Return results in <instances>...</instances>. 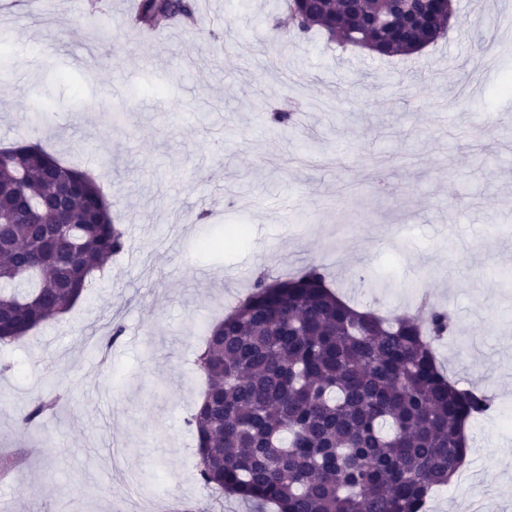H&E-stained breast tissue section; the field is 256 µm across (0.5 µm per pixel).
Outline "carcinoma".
Returning a JSON list of instances; mask_svg holds the SVG:
<instances>
[{"label": "carcinoma", "mask_w": 512, "mask_h": 512, "mask_svg": "<svg viewBox=\"0 0 512 512\" xmlns=\"http://www.w3.org/2000/svg\"><path fill=\"white\" fill-rule=\"evenodd\" d=\"M379 0H287L306 35L406 56L440 39L424 18L407 43L376 19ZM197 20L196 0H138L135 23ZM96 179L39 145L0 148V343L70 311L126 249ZM454 333L448 311L387 319L332 291L320 266L255 279L205 328L201 399L186 423L199 481L277 512H424L467 456L464 425L491 410L479 390L450 383L433 344ZM56 406L39 398L22 423Z\"/></svg>", "instance_id": "carcinoma-1"}]
</instances>
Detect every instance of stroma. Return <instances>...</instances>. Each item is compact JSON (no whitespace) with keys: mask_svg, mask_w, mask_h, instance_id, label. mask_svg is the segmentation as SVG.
I'll return each instance as SVG.
<instances>
[{"mask_svg":"<svg viewBox=\"0 0 512 512\" xmlns=\"http://www.w3.org/2000/svg\"><path fill=\"white\" fill-rule=\"evenodd\" d=\"M134 0H34L0 7L10 49L0 80V147L24 138L97 177L130 248L64 317L0 346V475L9 512H142L167 497L210 512L187 411L205 385L201 328L256 269L310 265L363 308L447 309L437 350L459 385L498 409L469 425L465 481L512 512V0H453L446 37L404 57L277 27L283 0H204L191 26L140 36ZM39 102L53 130L30 124ZM305 118L280 132L274 110ZM229 224L247 236L225 241ZM125 332L104 367L99 336ZM58 409L25 428L35 399Z\"/></svg>","mask_w":512,"mask_h":512,"instance_id":"1","label":"stroma"}]
</instances>
